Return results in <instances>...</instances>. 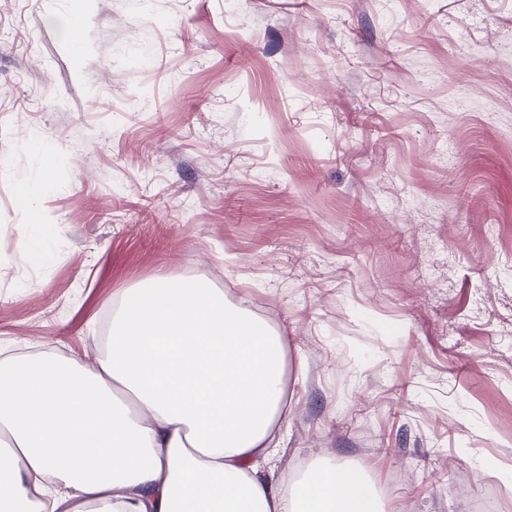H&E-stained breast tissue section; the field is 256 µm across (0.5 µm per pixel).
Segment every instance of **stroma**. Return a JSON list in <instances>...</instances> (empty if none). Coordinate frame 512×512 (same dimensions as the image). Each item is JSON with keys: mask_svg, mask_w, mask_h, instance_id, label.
<instances>
[{"mask_svg": "<svg viewBox=\"0 0 512 512\" xmlns=\"http://www.w3.org/2000/svg\"><path fill=\"white\" fill-rule=\"evenodd\" d=\"M182 277L287 338L277 472L363 466L388 512L485 498L512 471V0H0V349L94 363L113 297Z\"/></svg>", "mask_w": 512, "mask_h": 512, "instance_id": "stroma-1", "label": "stroma"}]
</instances>
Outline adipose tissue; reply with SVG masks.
I'll list each match as a JSON object with an SVG mask.
<instances>
[{"instance_id":"obj_1","label":"adipose tissue","mask_w":512,"mask_h":512,"mask_svg":"<svg viewBox=\"0 0 512 512\" xmlns=\"http://www.w3.org/2000/svg\"><path fill=\"white\" fill-rule=\"evenodd\" d=\"M97 363L0 359V512H384L367 472L263 470L288 420L287 341L198 280L112 303Z\"/></svg>"}]
</instances>
